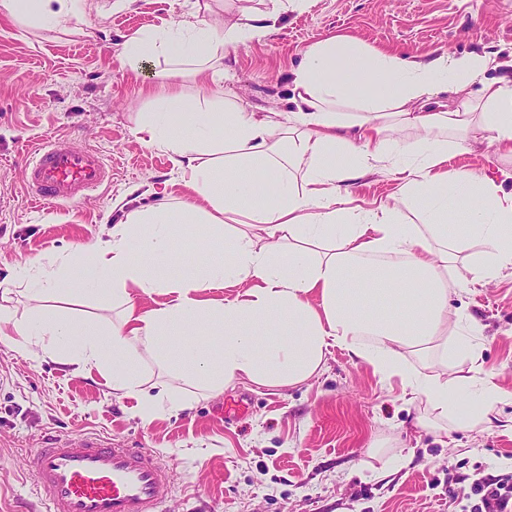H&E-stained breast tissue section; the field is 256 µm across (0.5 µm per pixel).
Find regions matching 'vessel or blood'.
I'll return each mask as SVG.
<instances>
[{
    "mask_svg": "<svg viewBox=\"0 0 512 512\" xmlns=\"http://www.w3.org/2000/svg\"><path fill=\"white\" fill-rule=\"evenodd\" d=\"M112 181V166L66 135L40 143L23 164V187L38 204L80 202ZM45 512H161L169 497V472L148 448H117L104 437L57 441L27 461Z\"/></svg>",
    "mask_w": 512,
    "mask_h": 512,
    "instance_id": "1",
    "label": "vessel or blood"
}]
</instances>
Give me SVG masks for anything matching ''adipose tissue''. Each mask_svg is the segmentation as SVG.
<instances>
[{
    "label": "adipose tissue",
    "instance_id": "adipose-tissue-1",
    "mask_svg": "<svg viewBox=\"0 0 512 512\" xmlns=\"http://www.w3.org/2000/svg\"><path fill=\"white\" fill-rule=\"evenodd\" d=\"M241 9L224 28L178 14L131 39L132 71L165 57L139 113L144 144L167 149L193 201L131 208L97 239L20 266L6 293L32 313L0 305V336L24 355L99 373L113 398H140L149 422L249 382L293 387L317 378L329 348L348 351L408 404L426 403L421 427L440 433L490 424L503 393L462 373L480 331L449 306L466 265L473 282L512 266V191L453 169L448 153L488 141L512 161V82L492 78L481 54L399 61L347 36L317 42L294 73V110L256 112L226 98L227 47L265 38L280 11L305 0ZM88 0H0L20 29L83 23ZM190 71L188 94L176 76ZM478 93H471L472 85ZM453 90V99L441 94ZM399 183L392 200L362 205L352 186L375 173ZM468 201L453 234L451 198ZM198 225L186 238L188 225ZM216 288H231L215 299ZM92 294L118 307L108 329L61 315L63 297ZM163 295L156 306L142 296ZM165 374L149 382L142 365ZM475 403L459 408L461 398Z\"/></svg>",
    "mask_w": 512,
    "mask_h": 512
}]
</instances>
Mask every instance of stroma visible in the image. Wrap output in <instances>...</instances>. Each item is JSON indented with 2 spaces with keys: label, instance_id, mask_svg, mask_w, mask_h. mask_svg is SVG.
<instances>
[{
  "label": "stroma",
  "instance_id": "1",
  "mask_svg": "<svg viewBox=\"0 0 512 512\" xmlns=\"http://www.w3.org/2000/svg\"><path fill=\"white\" fill-rule=\"evenodd\" d=\"M171 15L172 0H128L90 13L79 35L42 27L21 36L0 18L1 283L28 259L93 243L126 201L185 198L168 154L136 133L138 113L151 109L144 89L166 62L139 74L122 62L126 42ZM339 34L400 59L487 53L512 77V0H309L280 13L262 41L225 50L224 90L249 108L289 111L294 70L312 45ZM67 134L111 160L112 182L76 205H32L23 162ZM451 306L479 325L477 377L506 396L479 433L417 427L422 407L404 404L398 380L337 348L309 383L241 384L147 424L138 399H113L100 374L76 376L0 341V512H37L25 462L41 439L89 434L164 460L173 485L164 512H461L473 483L512 473V269L453 294ZM385 439L411 461L381 478L386 459L369 450Z\"/></svg>",
  "mask_w": 512,
  "mask_h": 512
}]
</instances>
